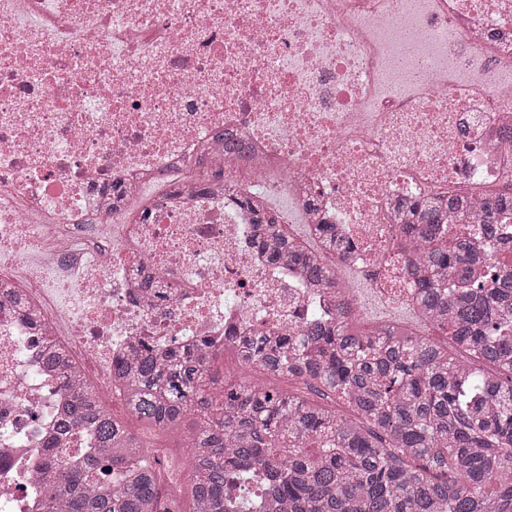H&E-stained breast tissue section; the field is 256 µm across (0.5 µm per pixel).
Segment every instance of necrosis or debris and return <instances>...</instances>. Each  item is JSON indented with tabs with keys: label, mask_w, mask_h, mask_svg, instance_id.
I'll use <instances>...</instances> for the list:
<instances>
[{
	"label": "necrosis or debris",
	"mask_w": 512,
	"mask_h": 512,
	"mask_svg": "<svg viewBox=\"0 0 512 512\" xmlns=\"http://www.w3.org/2000/svg\"><path fill=\"white\" fill-rule=\"evenodd\" d=\"M511 183L512 0H0V512L90 445L44 337L108 399L134 343L330 307L237 192L287 191L407 303L395 203Z\"/></svg>",
	"instance_id": "obj_1"
}]
</instances>
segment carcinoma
I'll return each instance as SVG.
<instances>
[{
	"label": "carcinoma",
	"mask_w": 512,
	"mask_h": 512,
	"mask_svg": "<svg viewBox=\"0 0 512 512\" xmlns=\"http://www.w3.org/2000/svg\"><path fill=\"white\" fill-rule=\"evenodd\" d=\"M469 209L456 197L400 213L394 243L409 256L426 333L398 323L355 332L349 289L331 262L351 241L317 224L319 244L302 251L259 209L257 244L329 289L336 314L305 325L299 339L249 336L227 350L246 372L294 381L320 401L248 379L220 383L213 365L223 351L208 346L147 347L133 367L116 364L126 411L191 449L187 508L182 494L162 493L149 445L62 348L46 344L70 399L59 430H84L95 448L39 464L42 512H512V235L503 225L512 186L483 193L475 223H448ZM479 239L497 241L498 254ZM336 394L353 415L327 403ZM190 413L196 427L183 435Z\"/></svg>",
	"instance_id": "cac0c4a2"
}]
</instances>
